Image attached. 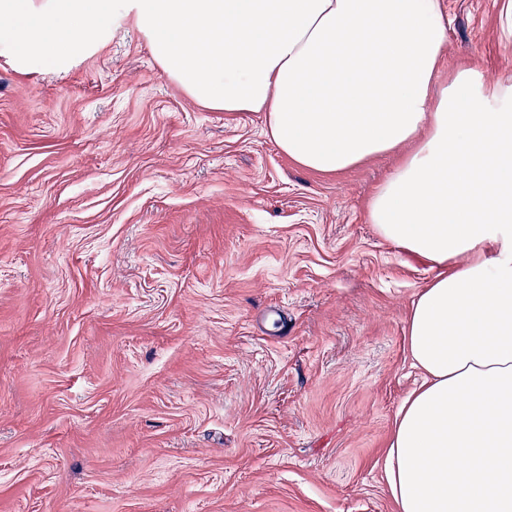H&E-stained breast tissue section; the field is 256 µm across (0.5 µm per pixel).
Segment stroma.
I'll return each mask as SVG.
<instances>
[{"label":"stroma","mask_w":512,"mask_h":512,"mask_svg":"<svg viewBox=\"0 0 512 512\" xmlns=\"http://www.w3.org/2000/svg\"><path fill=\"white\" fill-rule=\"evenodd\" d=\"M507 0H443V65L512 72ZM385 155L299 167L133 23L59 71L0 55V512H395L430 264L368 216Z\"/></svg>","instance_id":"35a3bbf8"}]
</instances>
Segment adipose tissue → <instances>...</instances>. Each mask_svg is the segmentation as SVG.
<instances>
[{
    "label": "adipose tissue",
    "instance_id": "1",
    "mask_svg": "<svg viewBox=\"0 0 512 512\" xmlns=\"http://www.w3.org/2000/svg\"><path fill=\"white\" fill-rule=\"evenodd\" d=\"M19 14L0 51L22 69H67L132 21L191 98L265 113L306 170L411 145L369 202L379 234L436 269L407 319L422 379L384 453L389 495L397 512H512V73L441 78L439 0H0Z\"/></svg>",
    "mask_w": 512,
    "mask_h": 512
}]
</instances>
